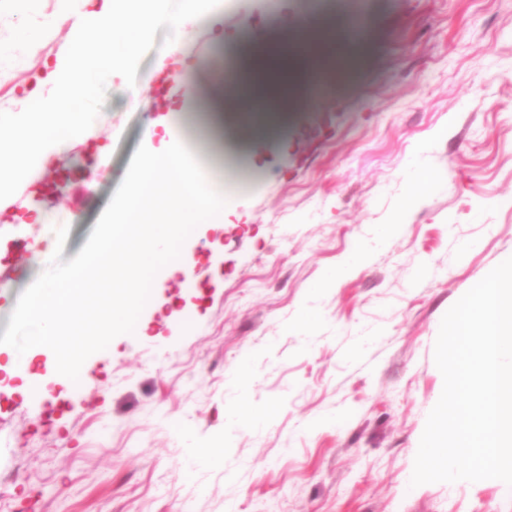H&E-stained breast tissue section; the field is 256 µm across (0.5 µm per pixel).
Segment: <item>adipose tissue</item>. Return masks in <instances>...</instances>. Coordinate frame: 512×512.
Returning <instances> with one entry per match:
<instances>
[{"instance_id":"1","label":"adipose tissue","mask_w":512,"mask_h":512,"mask_svg":"<svg viewBox=\"0 0 512 512\" xmlns=\"http://www.w3.org/2000/svg\"><path fill=\"white\" fill-rule=\"evenodd\" d=\"M208 0H56L55 21L22 32L31 51L69 26L65 57L24 91L18 110L0 114V186L16 184V171L41 165L49 152L84 138L102 123L93 107L99 84L134 59L152 31L168 27L181 38L187 23L203 19ZM93 24V38L83 34ZM298 50L282 52L259 43L242 64L237 98L288 107L298 91L344 75L352 57L334 23L298 35Z\"/></svg>"}]
</instances>
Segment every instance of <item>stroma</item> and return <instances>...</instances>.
<instances>
[{
  "mask_svg": "<svg viewBox=\"0 0 512 512\" xmlns=\"http://www.w3.org/2000/svg\"><path fill=\"white\" fill-rule=\"evenodd\" d=\"M312 2L211 0L170 56L156 29L100 86L103 125L0 211L1 333L54 225H69L74 258L139 145L166 149L163 127L247 186L185 241L193 279L161 269L139 330L91 355L78 382L44 347L41 392L21 396L0 344V512H512L496 479L408 482L443 390L441 320L512 257V0H359L356 20L335 13L357 58L348 77L272 121L254 103L225 110L223 144L201 139L187 78L213 89L255 42L320 28ZM55 7L0 8V109L63 54L68 30L35 54L21 36ZM381 224L394 227L383 240ZM362 248L364 263L323 285ZM243 405L261 420L238 430Z\"/></svg>",
  "mask_w": 512,
  "mask_h": 512,
  "instance_id": "1",
  "label": "stroma"
}]
</instances>
